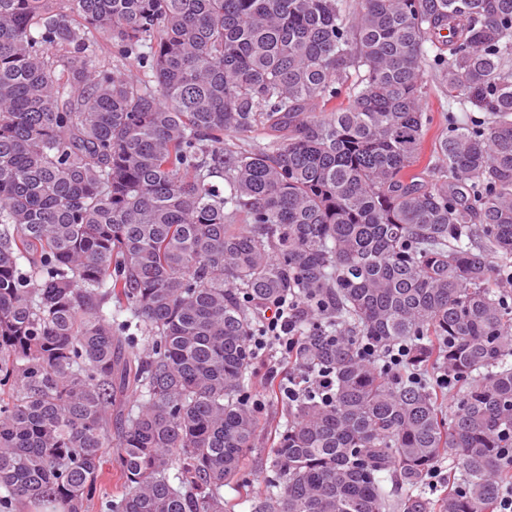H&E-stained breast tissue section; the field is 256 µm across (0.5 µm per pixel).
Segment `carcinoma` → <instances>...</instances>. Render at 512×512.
Returning <instances> with one entry per match:
<instances>
[{
	"label": "carcinoma",
	"instance_id": "obj_1",
	"mask_svg": "<svg viewBox=\"0 0 512 512\" xmlns=\"http://www.w3.org/2000/svg\"><path fill=\"white\" fill-rule=\"evenodd\" d=\"M430 74L482 115L413 173ZM276 303L332 400L288 406L250 512L497 510L512 0H0V512H89L109 453L104 512H232Z\"/></svg>",
	"mask_w": 512,
	"mask_h": 512
}]
</instances>
